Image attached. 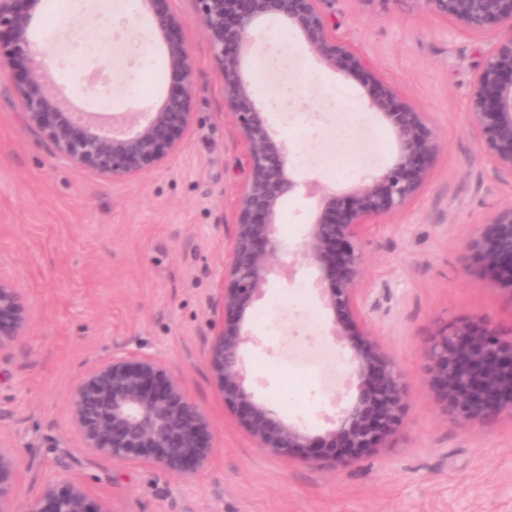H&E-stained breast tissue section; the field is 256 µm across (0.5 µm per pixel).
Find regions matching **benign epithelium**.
<instances>
[{"label": "benign epithelium", "instance_id": "7a95c632", "mask_svg": "<svg viewBox=\"0 0 512 512\" xmlns=\"http://www.w3.org/2000/svg\"><path fill=\"white\" fill-rule=\"evenodd\" d=\"M44 0H0V69L15 76L14 93L23 123L38 130L56 152L99 177L130 180L164 166L178 151L194 121L191 79L195 61L185 39L188 21L168 0H141L160 38L171 87L150 112H137L119 128L102 129L78 112L51 83L38 59L33 22ZM195 21L210 42L247 156V177L227 228V260L221 306L222 327L208 360L224 398L257 447L274 455L305 460L326 448L335 461L378 447L405 417L407 382L381 350L364 322L361 304L363 257L358 242L415 198L429 178L438 142L425 113L401 98L368 58L336 38V24L324 0H195ZM381 12L418 8L460 31L493 35L490 49L469 92L470 127L481 148L501 171L512 175V0H357ZM277 20L301 36L327 68L359 79L368 108L391 128L397 153L390 165L348 193H326L297 246L317 272L314 286L333 313L332 335L351 349L359 385L334 427L315 436L277 416L254 399L246 386L243 358L252 340L247 328L256 300L267 290L273 259L290 252L276 236L281 204L299 183L285 143L263 112L246 57L263 44L264 20ZM470 269L487 275L512 301V205L476 225L469 244ZM28 293L0 272V355L27 335ZM428 383L444 412L461 426L490 427L512 419V324L473 316L436 330L423 348ZM71 424L82 448L94 457L132 463L167 473L200 474L214 447L209 419L189 396L182 378L156 357L120 347L90 364L70 395ZM23 479L18 451L0 438V512H18ZM25 512H112L72 478L48 483Z\"/></svg>", "mask_w": 512, "mask_h": 512}]
</instances>
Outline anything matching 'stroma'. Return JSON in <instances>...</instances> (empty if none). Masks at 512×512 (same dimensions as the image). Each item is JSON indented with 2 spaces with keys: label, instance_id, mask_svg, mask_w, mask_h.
<instances>
[{
  "label": "stroma",
  "instance_id": "35a3bbf8",
  "mask_svg": "<svg viewBox=\"0 0 512 512\" xmlns=\"http://www.w3.org/2000/svg\"><path fill=\"white\" fill-rule=\"evenodd\" d=\"M143 53L116 37L108 0H72L58 22L45 0L33 27L46 72L82 112L121 116L154 109L170 80L163 49L139 0H123ZM189 19L195 59L194 122L161 168L112 181L76 168L22 124L9 71L0 72V269L28 291L26 337L0 357V438L18 449L19 504L67 472L114 512H512V422L461 427L438 405L422 348L465 316L512 323V304L466 270L476 224L512 203V177L499 173L470 131L468 95L489 48L425 10L378 15L358 0H325L336 36L368 56L400 95L426 113L439 142L429 179L412 201L369 228L363 253V310L381 349L408 383L402 425L381 447L343 463L287 460L257 448L224 400L207 352L223 321L224 240L246 154L195 0H170ZM99 27L105 49L62 58L63 42ZM265 49L248 57L259 79L277 55L289 78L262 101L284 138L301 187L282 204L280 238L300 243L329 190L355 178L329 174L319 157L323 130L336 126L340 98L362 103L358 79L324 67L301 37L267 24ZM371 135L340 129L360 174L390 164L397 145L368 114ZM255 304L244 351L255 399L311 434L324 435L358 392L349 354L336 344L333 315L314 287L316 270L280 257ZM125 346L155 356L181 376L208 415L215 448L209 469L169 475L91 459L70 420L69 391L85 368Z\"/></svg>",
  "mask_w": 512,
  "mask_h": 512
}]
</instances>
